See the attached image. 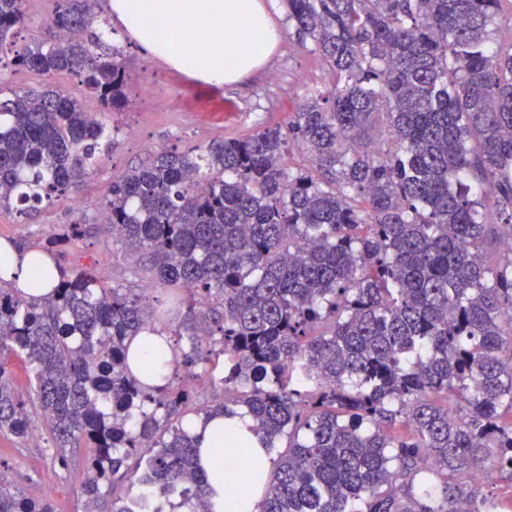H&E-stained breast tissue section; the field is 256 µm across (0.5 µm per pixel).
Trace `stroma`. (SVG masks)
Segmentation results:
<instances>
[{"mask_svg": "<svg viewBox=\"0 0 512 512\" xmlns=\"http://www.w3.org/2000/svg\"><path fill=\"white\" fill-rule=\"evenodd\" d=\"M274 19L283 38L262 69L238 83L217 86L177 72L144 53L122 32L124 66L130 75V107L115 116L120 132L109 155L102 157L82 193L40 209L28 217L0 213V240L18 248H43L49 237L67 224H87L91 230L68 246L70 265L95 267L107 284L145 289L154 308L165 305L167 292L137 272L97 230L106 223L103 193L130 168L163 149L205 145L224 137L244 136L264 127H286L296 107L315 91L332 88L330 73L308 49L299 46L286 9ZM68 466L55 459L49 429L35 421L27 438L0 434V475L30 498H49L55 512H84L78 490L86 449L70 450Z\"/></svg>", "mask_w": 512, "mask_h": 512, "instance_id": "stroma-1", "label": "stroma"}]
</instances>
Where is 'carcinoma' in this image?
<instances>
[{"label": "carcinoma", "instance_id": "1", "mask_svg": "<svg viewBox=\"0 0 512 512\" xmlns=\"http://www.w3.org/2000/svg\"><path fill=\"white\" fill-rule=\"evenodd\" d=\"M297 42L336 79L287 131L128 170L101 206L112 243L168 290L172 374L146 390L130 340L156 314L131 288L67 266L49 238L44 298L0 285V433L48 420L56 456L89 448L87 512H211L198 434L252 417L276 458L258 512H501L468 475L512 489V38L503 0H283ZM99 0H57L24 47L25 0H0V70L70 74L94 94L0 88V211L74 196L129 106ZM391 147L376 141L378 126ZM321 176L284 166L289 142ZM29 367L17 391L9 360ZM220 399L199 401L201 389ZM0 512H53L0 477Z\"/></svg>", "mask_w": 512, "mask_h": 512}]
</instances>
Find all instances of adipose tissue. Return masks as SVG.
<instances>
[{"mask_svg":"<svg viewBox=\"0 0 512 512\" xmlns=\"http://www.w3.org/2000/svg\"><path fill=\"white\" fill-rule=\"evenodd\" d=\"M108 15L149 56L172 69L202 81L221 85L237 81L262 65L281 38L264 0H106ZM35 249L11 248L0 281L28 296L52 293L55 278L32 287ZM249 417H213L199 432L198 464L209 477L212 512H256L263 494L255 488L231 493L239 480L225 469L217 450L225 438L247 434Z\"/></svg>","mask_w":512,"mask_h":512,"instance_id":"obj_1","label":"adipose tissue"}]
</instances>
